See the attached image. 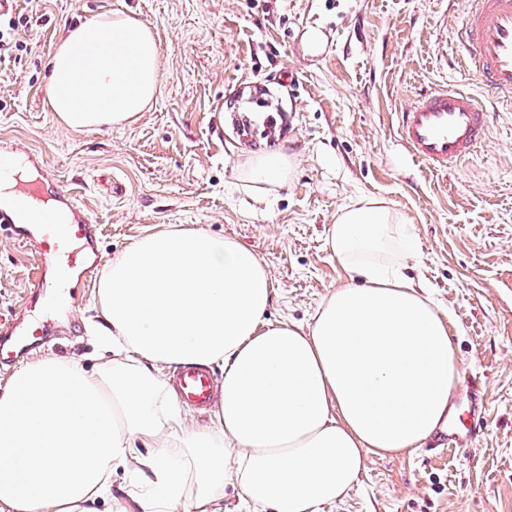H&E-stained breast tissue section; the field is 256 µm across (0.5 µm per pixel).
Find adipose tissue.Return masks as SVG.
I'll list each match as a JSON object with an SVG mask.
<instances>
[{"mask_svg":"<svg viewBox=\"0 0 512 512\" xmlns=\"http://www.w3.org/2000/svg\"><path fill=\"white\" fill-rule=\"evenodd\" d=\"M50 111L121 126L147 111L160 48L135 15L71 28L50 56ZM296 160L247 152L254 203ZM379 199L340 209L329 244L362 284L336 287L302 326L267 320L274 282L236 241L191 227L142 236L105 267L93 365L36 356L0 390V512H100L116 468L140 512H220L225 487L261 512H322L368 454L413 452L448 424L461 363L446 312L405 268L418 245ZM221 364L213 426L189 424L169 369Z\"/></svg>","mask_w":512,"mask_h":512,"instance_id":"ef3b65f1","label":"adipose tissue"}]
</instances>
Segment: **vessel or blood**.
Here are the masks:
<instances>
[{"label": "vessel or blood", "mask_w": 512, "mask_h": 512, "mask_svg": "<svg viewBox=\"0 0 512 512\" xmlns=\"http://www.w3.org/2000/svg\"><path fill=\"white\" fill-rule=\"evenodd\" d=\"M462 28L465 67L478 73L488 92L512 102V0H472ZM493 120V113L484 111L473 94L446 85L419 95L401 112L398 135L413 159L445 171L483 144ZM39 193V185H32L21 191L15 209L0 208V230L36 249L40 262L34 289L40 293L50 287L46 274L52 258L65 257L67 269L86 272L97 268L101 259L86 252L99 236L98 226L75 196L65 191L58 195L71 214L64 221L39 201ZM50 340L43 329L21 325L15 318L2 320L0 365H11L36 343ZM176 385L183 398L196 406L209 405L216 395L213 376L204 368L180 369Z\"/></svg>", "instance_id": "1"}]
</instances>
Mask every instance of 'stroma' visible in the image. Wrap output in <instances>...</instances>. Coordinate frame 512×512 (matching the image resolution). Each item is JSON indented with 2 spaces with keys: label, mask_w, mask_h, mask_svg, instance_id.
Wrapping results in <instances>:
<instances>
[{
  "label": "stroma",
  "mask_w": 512,
  "mask_h": 512,
  "mask_svg": "<svg viewBox=\"0 0 512 512\" xmlns=\"http://www.w3.org/2000/svg\"><path fill=\"white\" fill-rule=\"evenodd\" d=\"M468 0H17L29 51L0 64V142L39 154L55 187L73 191L100 228L110 263L138 238L177 224L252 249L277 283L268 318L308 324L348 281L329 245L340 208L365 198L402 214L423 279L449 316L461 362L452 405L483 383L486 428L464 450L424 444L403 457L368 456L348 495L323 512H512V108L454 171L415 162L397 136L417 93L461 75L455 39ZM135 14L160 46L151 108L121 127L76 130L46 104L49 58L63 32L104 15ZM325 44L303 48L308 28ZM284 150L296 170L253 208L237 178L240 151ZM37 258L0 234V319L20 314ZM97 277H71L72 303L33 306L57 344L36 353L93 361Z\"/></svg>",
  "instance_id": "stroma-1"
}]
</instances>
